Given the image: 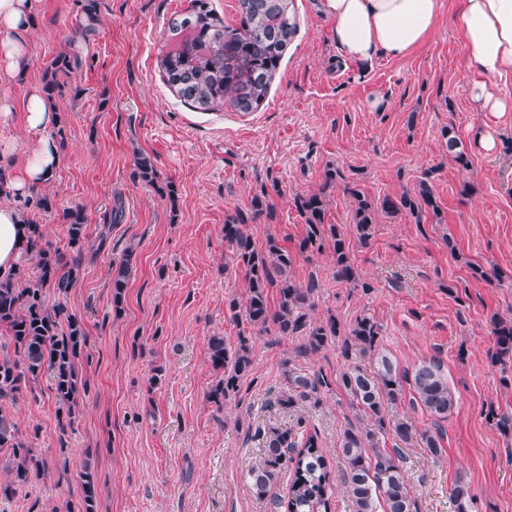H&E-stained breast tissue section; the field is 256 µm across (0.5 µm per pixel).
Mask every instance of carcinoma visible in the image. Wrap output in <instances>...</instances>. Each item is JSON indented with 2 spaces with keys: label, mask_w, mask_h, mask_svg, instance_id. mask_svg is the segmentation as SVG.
Masks as SVG:
<instances>
[{
  "label": "carcinoma",
  "mask_w": 512,
  "mask_h": 512,
  "mask_svg": "<svg viewBox=\"0 0 512 512\" xmlns=\"http://www.w3.org/2000/svg\"><path fill=\"white\" fill-rule=\"evenodd\" d=\"M239 4L238 25L226 27L212 15L207 0H194L192 12L181 26L171 31L170 45L159 55L158 64L168 84L179 98L197 109L226 105L239 112L254 111L266 97L283 49L297 31L293 0H280L274 7H266L259 0H239ZM80 64L76 56L58 55L51 63L50 78L44 85L47 97L62 92L64 84L57 75ZM443 136L453 161L468 168L469 156L454 129L444 130ZM337 186L343 187L352 198L353 229L362 243L371 237L380 212L392 217L408 213L417 224L424 223L428 212L438 216L434 192L426 178L419 181L413 192L405 191L398 197L386 196L375 202L348 182L343 171L333 167L327 169L319 191L295 195L294 207L305 224V234L297 250L319 251L327 244L332 245L336 278L355 288L360 287V282L344 234L336 225L326 223L327 190ZM260 214L271 221L275 219L272 207L258 199L250 209L237 208L224 219V241L231 248L233 264L244 272L248 284L245 304L232 299L228 310L235 317L245 313V320L253 328L263 330L267 324H273L279 336L306 332L295 356L314 354L338 336L340 328L332 315L307 326L317 282L311 278L303 284L286 275L293 254L277 238H268L262 246L252 240L246 225ZM66 221L69 244L76 249L71 262H62L58 250L46 242L43 226L33 223L28 229L25 257L36 262L38 279L33 283L23 279L17 267L0 273V326L9 332L8 346L0 345V450H9L13 457L12 478L0 483V497L5 499L15 494L16 487L47 476L48 464L34 453L1 404L17 400L47 372L52 377L58 424L64 430L73 424L88 394L84 366L90 363L92 355L85 324L62 304L50 305L46 300L48 288L62 295L68 293L85 259L87 225L81 210L70 211ZM129 276L127 265L112 270V309L117 315L123 310ZM271 288L278 290V309L274 312L268 305ZM492 325L496 336L492 358L502 365L512 364V321L495 319ZM379 336L378 323L370 316H361L343 339L344 356H349L353 349L376 356V370L370 374L356 364L347 365L340 373L338 383L351 405L381 430L385 428L386 410L403 402L401 382L404 381L412 389L410 405H420L438 420L448 417L455 396L448 385L443 361L431 357L410 371L402 370L380 351ZM208 350L212 366L224 371V376L210 388L208 399L221 406L249 370L251 346L244 334L232 350L224 343V337L212 336ZM285 377L288 386L276 400L280 409L296 412L307 403L320 402L321 389L327 386L321 374L290 364ZM259 436L264 444L263 456L248 470L254 497L266 499L283 470L292 468L287 498L273 501L275 509L331 512L333 486L338 480L352 512H416L400 449L388 451L377 447L374 429L368 426L343 430L340 447L345 467L337 476L332 474L320 450L317 434L309 432L302 415H297L294 428L269 426ZM443 437L437 424L421 440L430 454L438 458L443 452ZM79 480L82 498L78 512H97L96 481L90 466L83 467ZM451 497L455 512H473L475 496L468 483L456 481Z\"/></svg>",
  "instance_id": "cac0c4a2"
}]
</instances>
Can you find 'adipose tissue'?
Segmentation results:
<instances>
[{"mask_svg":"<svg viewBox=\"0 0 512 512\" xmlns=\"http://www.w3.org/2000/svg\"><path fill=\"white\" fill-rule=\"evenodd\" d=\"M40 0H0V85L25 78V35ZM441 0H324L332 36L344 55L369 62L379 53L406 55L424 43L436 27ZM459 24L472 76L467 94L484 112H512V100L498 95L494 80L512 77V0H461ZM58 166L54 143L42 138L0 175L9 193L0 202V269L14 267L26 240L27 218L20 197L49 182Z\"/></svg>","mask_w":512,"mask_h":512,"instance_id":"ef3b65f1","label":"adipose tissue"}]
</instances>
